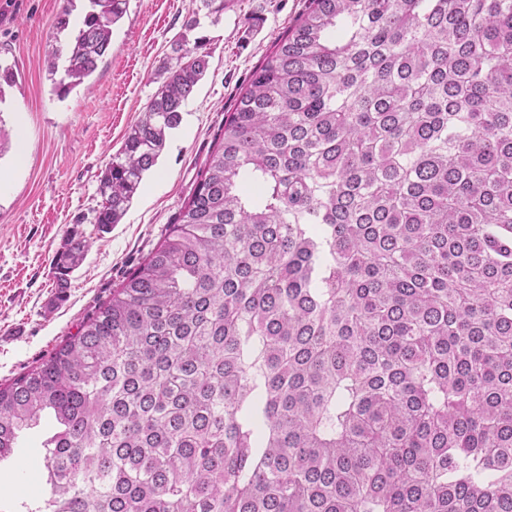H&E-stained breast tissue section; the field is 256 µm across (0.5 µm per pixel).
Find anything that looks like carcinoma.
<instances>
[{"label": "carcinoma", "instance_id": "cac0c4a2", "mask_svg": "<svg viewBox=\"0 0 512 512\" xmlns=\"http://www.w3.org/2000/svg\"><path fill=\"white\" fill-rule=\"evenodd\" d=\"M89 5L61 96L128 0ZM186 44L100 177L103 231L209 67ZM46 415V488L11 512H512V0H309L157 249L0 385V462Z\"/></svg>", "mask_w": 512, "mask_h": 512}]
</instances>
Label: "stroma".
I'll list each match as a JSON object with an SVG mask.
<instances>
[{
    "instance_id": "1",
    "label": "stroma",
    "mask_w": 512,
    "mask_h": 512,
    "mask_svg": "<svg viewBox=\"0 0 512 512\" xmlns=\"http://www.w3.org/2000/svg\"><path fill=\"white\" fill-rule=\"evenodd\" d=\"M87 6L88 0H17L13 6L0 0V12L7 14L0 21V70H12L17 79L0 100V127L10 141L27 144L25 153L11 148L0 155L2 385L76 333L159 246L216 151L225 115L307 0H231L216 22L201 0H128L112 49L89 87L61 99L45 58L52 46L74 39ZM65 11L70 24L60 31L55 22ZM192 16L198 26L184 31ZM181 33L208 55L209 68L121 222L99 231V179L156 92L157 70ZM73 230L93 244L61 291L53 260ZM46 432L43 426L33 431L0 465L9 498L37 491Z\"/></svg>"
}]
</instances>
